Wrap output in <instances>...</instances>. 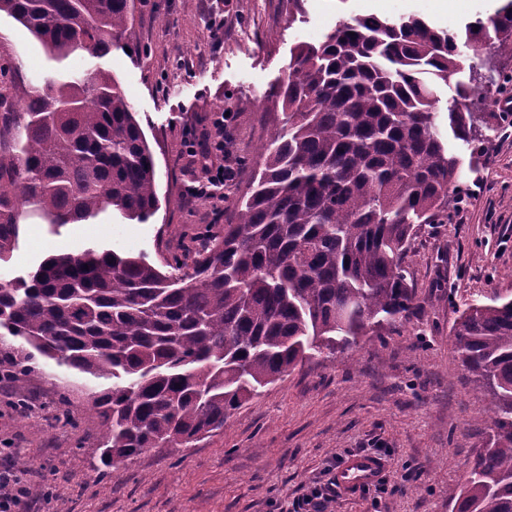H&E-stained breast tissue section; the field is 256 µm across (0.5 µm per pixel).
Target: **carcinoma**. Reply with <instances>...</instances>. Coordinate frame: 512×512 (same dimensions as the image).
<instances>
[{
  "mask_svg": "<svg viewBox=\"0 0 512 512\" xmlns=\"http://www.w3.org/2000/svg\"><path fill=\"white\" fill-rule=\"evenodd\" d=\"M133 0H0L58 61L123 45ZM512 54V0L465 32L417 15L355 18L295 47L274 96L279 127L251 169L237 219L196 229L186 254L158 267L87 249L49 256L26 278L0 281V337L11 383L39 359L112 386L93 393L101 461L116 471L149 448H178L224 427L233 411L325 352L414 313L404 257L424 224H446L479 127L480 88L455 82L448 135L437 89L461 72L459 45ZM155 160L119 81L90 72L49 80L0 112V263L17 249L24 213L80 224L112 209L146 222L158 209ZM454 348L488 397L491 434L453 512H512V297L471 302ZM56 422L76 426L68 399Z\"/></svg>",
  "mask_w": 512,
  "mask_h": 512,
  "instance_id": "1",
  "label": "carcinoma"
}]
</instances>
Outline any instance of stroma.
I'll list each match as a JSON object with an SVG mask.
<instances>
[{
  "label": "stroma",
  "mask_w": 512,
  "mask_h": 512,
  "mask_svg": "<svg viewBox=\"0 0 512 512\" xmlns=\"http://www.w3.org/2000/svg\"><path fill=\"white\" fill-rule=\"evenodd\" d=\"M135 0L124 47L103 56L51 58L20 23L0 14V74L20 87L104 71L120 83L156 161L160 202L145 223L109 211L84 224L23 219L19 245L0 279L24 277L44 258L105 246L160 262L212 221L207 202L187 203L195 170L186 131L204 138L214 113L232 110L235 153L257 161L277 122L274 91L297 43H318L338 21L417 14L461 29L492 15L500 0H461L444 13L434 0ZM223 19L214 29V19ZM482 163L464 172L463 202L445 224L423 226L407 254L416 311L385 336L347 353L317 357L265 387L223 430L186 448H152L119 470L101 465L99 420L88 407L102 381L52 360L25 381L26 409L0 391V444L28 470L34 512H288L325 469L354 453L387 460L384 491L340 494L331 512H452L448 491L463 482L490 433L487 401L454 351L455 309L512 296V123L484 129ZM76 427L52 425L59 393Z\"/></svg>",
  "instance_id": "1"
}]
</instances>
